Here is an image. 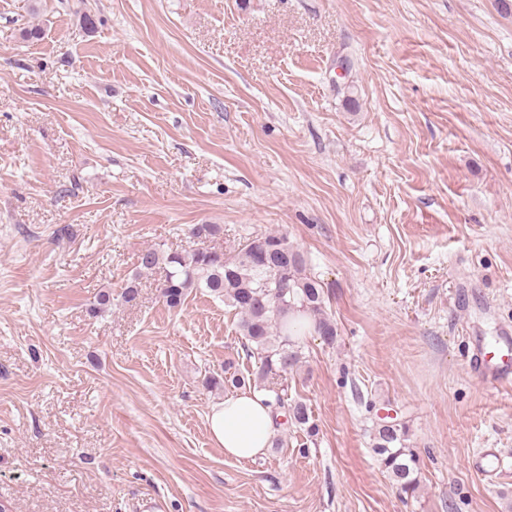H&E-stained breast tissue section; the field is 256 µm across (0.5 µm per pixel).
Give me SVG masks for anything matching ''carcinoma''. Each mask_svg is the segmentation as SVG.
<instances>
[{"instance_id": "obj_1", "label": "carcinoma", "mask_w": 512, "mask_h": 512, "mask_svg": "<svg viewBox=\"0 0 512 512\" xmlns=\"http://www.w3.org/2000/svg\"><path fill=\"white\" fill-rule=\"evenodd\" d=\"M273 251L277 267L271 268L258 255L260 247ZM139 270L150 273L164 268L159 284L166 306L178 309L191 290L206 288L224 298L235 311L243 336V349L255 360V368L244 377L224 368V379L212 377L208 385L253 387L273 397L274 411H284L292 424L312 434L317 425L301 399L288 396L276 383L301 363L300 340L318 336L326 345L336 342L335 323L326 312L325 291L319 281L306 274L303 254L281 234H262L247 239L232 256L198 249L185 255L147 249L138 260ZM372 449L390 478L407 495L419 487L420 458L408 443L404 427L380 424L375 428Z\"/></svg>"}]
</instances>
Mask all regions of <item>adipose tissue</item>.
Instances as JSON below:
<instances>
[{"mask_svg": "<svg viewBox=\"0 0 512 512\" xmlns=\"http://www.w3.org/2000/svg\"><path fill=\"white\" fill-rule=\"evenodd\" d=\"M208 429L227 457L253 460L263 456L276 432L272 407L264 392L247 390L212 406Z\"/></svg>", "mask_w": 512, "mask_h": 512, "instance_id": "adipose-tissue-1", "label": "adipose tissue"}]
</instances>
